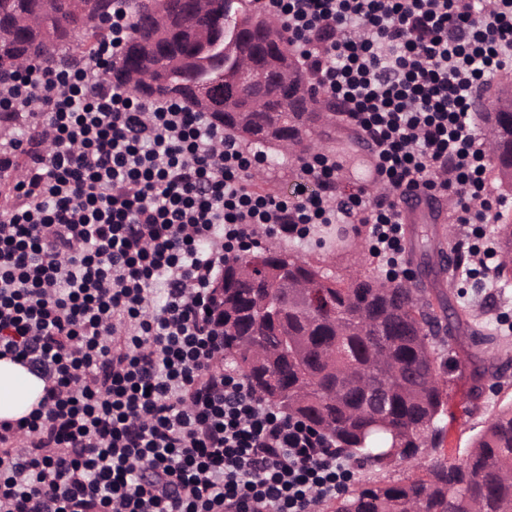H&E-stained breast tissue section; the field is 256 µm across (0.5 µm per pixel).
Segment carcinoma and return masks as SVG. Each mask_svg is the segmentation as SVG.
<instances>
[{
  "mask_svg": "<svg viewBox=\"0 0 512 512\" xmlns=\"http://www.w3.org/2000/svg\"><path fill=\"white\" fill-rule=\"evenodd\" d=\"M80 20L70 0H0V73L7 63L25 57L42 60L50 52L68 60L92 56L104 38L93 22L111 17L116 0H84ZM252 0H217L193 29H164L147 47L136 28L141 0H126L134 19L122 65L132 70L144 61L160 66L164 86L154 98L192 100L200 83L220 84L232 67L230 38H238L256 62L272 74L291 59L288 40L273 41L255 29H237V18ZM210 122L233 134L244 113L209 112ZM492 125L494 148L488 151L500 186L512 182V112H485ZM285 134L301 143L316 133L314 113L291 90L280 89L255 115L246 140L270 146ZM256 256L266 268L244 283L238 270ZM325 289L331 309L305 311L282 307L266 319L251 306L252 297L272 299L283 277ZM224 367L236 371L269 406L307 421L329 438V451L370 462L379 469L412 462L419 474L406 483L363 484L330 505L331 512H512V406L499 411L476 437L465 458L440 457L445 414L455 377L447 376L437 338L448 331L447 307L432 301L423 288L382 280L354 266L346 273L286 245L257 246L224 262ZM253 329L255 342L288 336V355L256 357L241 343L240 333ZM468 347L492 341L485 326L470 328ZM373 379L386 393L382 420L365 409L362 383ZM437 457L426 461L432 454Z\"/></svg>",
  "mask_w": 512,
  "mask_h": 512,
  "instance_id": "cac0c4a2",
  "label": "carcinoma"
}]
</instances>
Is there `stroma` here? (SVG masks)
Wrapping results in <instances>:
<instances>
[{"mask_svg":"<svg viewBox=\"0 0 512 512\" xmlns=\"http://www.w3.org/2000/svg\"><path fill=\"white\" fill-rule=\"evenodd\" d=\"M357 130L341 122L332 128L333 143L329 155L341 163L337 176L340 190L354 192L364 190L367 196L379 194L380 188L373 181L372 148L354 142ZM496 203L487 215L485 224L477 230L465 232L450 218V203L446 197L432 199L430 210L433 229L445 232L448 240L458 243L483 244L491 241V230L499 216L512 214V191L500 188L497 180L487 182ZM402 267L416 275L417 282L432 293H441L448 299L449 311L466 310L478 323L495 330L496 339L484 354L483 360L468 358L466 347L460 339L446 338L444 349L450 358L456 359L457 382L450 394L448 408L454 415L447 426L444 442L445 456L458 460L466 455L473 436L483 428L490 416L500 406L512 401V285L499 288L481 274L458 270L455 278H448L444 264L435 250L434 237L411 242L409 234H402ZM482 387L478 399L467 400L472 386Z\"/></svg>","mask_w":512,"mask_h":512,"instance_id":"stroma-1","label":"stroma"}]
</instances>
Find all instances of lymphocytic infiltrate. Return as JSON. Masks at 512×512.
Masks as SVG:
<instances>
[{
    "label": "lymphocytic infiltrate",
    "mask_w": 512,
    "mask_h": 512,
    "mask_svg": "<svg viewBox=\"0 0 512 512\" xmlns=\"http://www.w3.org/2000/svg\"><path fill=\"white\" fill-rule=\"evenodd\" d=\"M315 89L370 140L383 195L336 197V159L300 170L295 201L254 191L260 154L180 103L111 84L131 35L81 67L37 64L0 82V112L40 101L49 152H32L0 210V358L45 382L0 422V512H311L350 472L304 422L224 366L207 313L224 261L311 224H366L388 267L399 199L451 196L481 224L488 158L471 101L512 64V0H258Z\"/></svg>",
    "instance_id": "f902f5d3"
}]
</instances>
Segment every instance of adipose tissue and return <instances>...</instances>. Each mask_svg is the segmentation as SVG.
Masks as SVG:
<instances>
[{"instance_id":"1","label":"adipose tissue","mask_w":512,"mask_h":512,"mask_svg":"<svg viewBox=\"0 0 512 512\" xmlns=\"http://www.w3.org/2000/svg\"><path fill=\"white\" fill-rule=\"evenodd\" d=\"M44 382L20 363L0 359V420L29 415L43 394Z\"/></svg>"}]
</instances>
